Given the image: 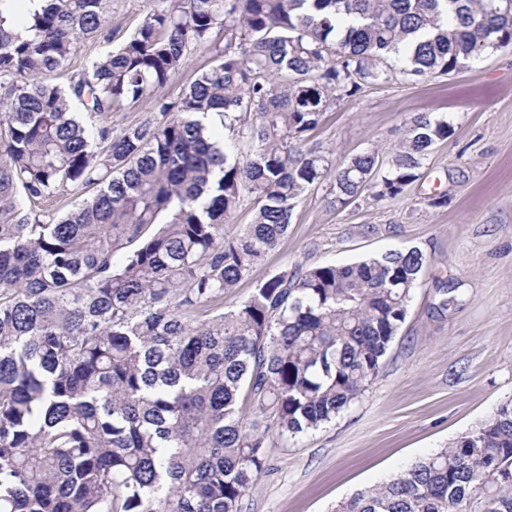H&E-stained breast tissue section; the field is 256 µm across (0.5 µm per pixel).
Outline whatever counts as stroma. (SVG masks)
I'll use <instances>...</instances> for the list:
<instances>
[{
  "label": "stroma",
  "instance_id": "obj_1",
  "mask_svg": "<svg viewBox=\"0 0 512 512\" xmlns=\"http://www.w3.org/2000/svg\"><path fill=\"white\" fill-rule=\"evenodd\" d=\"M143 13L144 0H112L111 37L85 43L58 84L90 70ZM421 112L447 117L453 134L420 183L390 204L365 196L336 209L324 188L313 189L278 247L224 298L234 309L285 270L396 248L429 256L378 376L335 420L272 447L241 512H335L512 400V50L484 53L460 73L368 89L326 113L309 141L340 160L374 145L388 151ZM440 193L447 205L429 206ZM442 284L455 298L444 312L436 309Z\"/></svg>",
  "mask_w": 512,
  "mask_h": 512
}]
</instances>
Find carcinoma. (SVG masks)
I'll return each mask as SVG.
<instances>
[{
	"label": "carcinoma",
	"instance_id": "cac0c4a2",
	"mask_svg": "<svg viewBox=\"0 0 512 512\" xmlns=\"http://www.w3.org/2000/svg\"><path fill=\"white\" fill-rule=\"evenodd\" d=\"M5 2L0 512H240L274 439L336 419L378 375L428 256L284 271L233 310L221 299L278 246L306 192L340 207L395 200L453 128L415 114L391 152L342 161L309 133L372 86L512 49V0H146L135 30L66 89L55 76L104 34L112 0ZM193 50L213 65L160 96ZM73 99L102 122L84 124ZM147 101L163 120L104 122ZM210 113L245 154L223 148ZM87 189L62 216L43 207ZM246 196L253 222L228 235ZM242 393L264 429L245 421ZM476 501L512 512V400L339 512Z\"/></svg>",
	"mask_w": 512,
	"mask_h": 512
}]
</instances>
